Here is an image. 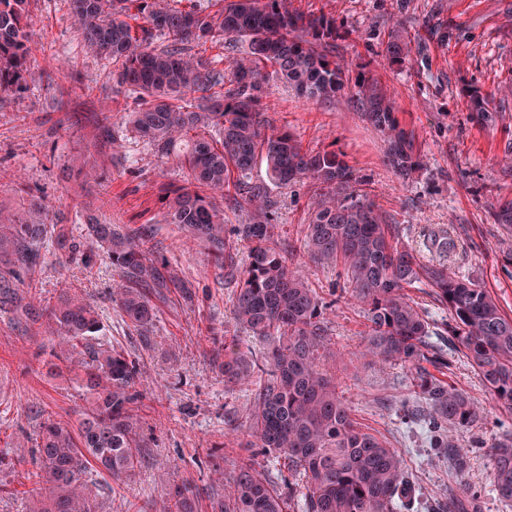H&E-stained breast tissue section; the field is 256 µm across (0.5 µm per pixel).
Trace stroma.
Returning a JSON list of instances; mask_svg holds the SVG:
<instances>
[{
	"label": "stroma",
	"mask_w": 512,
	"mask_h": 512,
	"mask_svg": "<svg viewBox=\"0 0 512 512\" xmlns=\"http://www.w3.org/2000/svg\"><path fill=\"white\" fill-rule=\"evenodd\" d=\"M305 12L333 17L349 30L337 57L351 76L370 63L398 106V117L415 129L422 165L410 179L385 163L382 134L364 117L353 91L321 105L299 97L277 79L260 97L266 125L288 131L314 151H334L360 177V190L386 214L396 237L421 263L432 230H448L456 243L447 266L495 297L512 316V236L493 220L498 199L512 198V0H293ZM29 42L33 48L25 89L0 100V204L11 209L40 197L74 234L88 217L124 231L150 230L157 258L167 260L190 289V297L168 292L154 298L152 324H128L113 291L119 273L106 257L93 271L46 255L24 277L20 292L34 303L54 304L61 289L98 311L100 339L136 358L143 394L138 411L146 446L141 467L113 477L92 467V502L97 512H159L176 485H194L201 512H211L222 492L217 473L231 475L250 451L244 425L249 387L228 391L218 367L225 339L254 346L235 320L237 281L225 278L206 247L163 220V199L184 177L176 160L157 155L124 120L134 101L112 77L113 65L87 55L68 19V0H30ZM407 29L412 52L392 61L386 45L393 30ZM473 87L492 97V125L472 120L463 95ZM114 137L106 139L103 130ZM277 201L276 240L288 261L305 269L310 288L329 299L342 287L338 268L313 262L301 242L315 196L309 182L271 186ZM365 314L342 299L326 316L333 346L326 365L357 421L401 455L422 503L421 512H445L457 484L481 491V512H512L492 485L485 447L512 432V415L489 408L472 426L450 428L467 466L454 472L444 450L431 447L420 424L405 409H425L413 388V371L400 365H367ZM58 339L35 336L0 309V512H25L28 498L45 480L34 453L47 420L75 422L83 393L71 374L52 377L48 364Z\"/></svg>",
	"instance_id": "35a3bbf8"
}]
</instances>
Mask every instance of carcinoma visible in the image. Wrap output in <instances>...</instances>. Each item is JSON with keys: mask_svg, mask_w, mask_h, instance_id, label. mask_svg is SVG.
Segmentation results:
<instances>
[{"mask_svg": "<svg viewBox=\"0 0 512 512\" xmlns=\"http://www.w3.org/2000/svg\"><path fill=\"white\" fill-rule=\"evenodd\" d=\"M204 14L172 0H69L72 24L84 48L111 60L116 81L135 97L128 123L155 152L173 158L185 185L165 196L164 221L204 243L217 265H235L230 237L243 241L247 255L239 271L233 302L235 319L266 346L254 356L224 344V388L253 385L246 426L253 449L231 477L213 512H415L413 483L398 451L363 428L341 400L334 376L321 369L320 351L331 345L324 316L349 295L363 306L368 342L363 357L374 364H403L415 370L414 387L429 401L423 428L436 448L464 464L448 439V427L467 428L486 407L438 372L449 368L434 346L432 323L407 294L423 278L452 315L448 341L482 381L491 403L512 414V317L488 291L451 272L445 263L417 265L399 243L386 217L364 194L350 190L352 167L336 152H314L286 131L265 128L260 119L262 84L274 76L305 98L332 103L348 84L349 67L336 58V41L349 32L324 14L295 8L292 0H220ZM29 0H0V97L21 90L32 60L26 27ZM242 40L247 56L224 65V56L204 61L191 43L222 45ZM404 30L391 37L386 52L402 61L412 50ZM231 74L224 87V69ZM356 101L368 121L388 142L386 160L396 175L409 178L421 165L414 131L402 125L395 103L373 70L362 72ZM473 118L494 121L488 98L476 88L464 90ZM280 187L300 180L315 188L316 203L302 243L312 257L342 268L343 288L325 301L309 288L303 270L288 264L274 239L275 201L263 183L247 181L257 163ZM239 175L234 205L251 211L247 224H224V190ZM495 223L512 232V199L501 200ZM80 258L92 270L104 253L120 270L119 308L135 327L148 326L154 309L148 294L189 289L169 263L154 258L152 238L130 235L115 224H86V236L73 230L45 206L28 214H4L0 208V306H10L32 329L43 316L50 334L66 342H84L85 359L75 380L88 403L77 428L44 423L37 453L50 483L48 492L27 512H94L88 466L95 462L114 476L140 466L144 448L137 427L139 368L134 360L96 341L101 331L96 310L63 292L41 310L17 290L21 274L41 258V250ZM453 239L440 232L428 240L438 254L451 252ZM263 456L280 474L273 481L256 460ZM493 486L499 499L512 502V433L487 448ZM480 493L461 484L454 512H481ZM162 512H198L197 491L181 487L162 501Z\"/></svg>", "mask_w": 512, "mask_h": 512, "instance_id": "cac0c4a2", "label": "carcinoma"}]
</instances>
